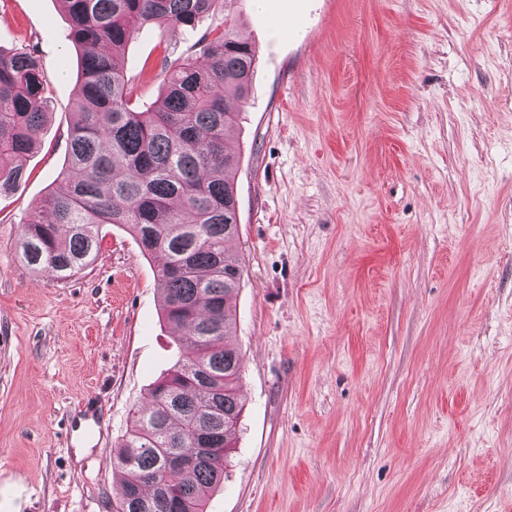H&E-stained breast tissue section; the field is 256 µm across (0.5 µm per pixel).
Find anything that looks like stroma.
Listing matches in <instances>:
<instances>
[{
  "instance_id": "stroma-1",
  "label": "stroma",
  "mask_w": 512,
  "mask_h": 512,
  "mask_svg": "<svg viewBox=\"0 0 512 512\" xmlns=\"http://www.w3.org/2000/svg\"><path fill=\"white\" fill-rule=\"evenodd\" d=\"M223 19L144 29L136 98ZM236 24L257 50L229 138L245 407L208 512H512V0H239ZM68 27L60 0H0V46L35 48L53 99L0 195V512H112L113 442L182 353L127 231L65 280L16 255L63 185ZM90 398L91 461L67 435Z\"/></svg>"
}]
</instances>
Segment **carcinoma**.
Listing matches in <instances>:
<instances>
[{
    "label": "carcinoma",
    "instance_id": "1",
    "mask_svg": "<svg viewBox=\"0 0 512 512\" xmlns=\"http://www.w3.org/2000/svg\"><path fill=\"white\" fill-rule=\"evenodd\" d=\"M215 2L62 0L67 40L80 55L78 120L62 170L66 185L27 215L18 256L65 279L95 260L102 226L123 228L159 259L161 316L182 330L177 341L187 348L116 445L122 498L112 512H207L224 484L226 450L243 411V359L226 343L244 274L228 257L238 235L239 160L226 142L246 104L256 52L235 28L237 0H224V21L197 40L192 54L163 61V92L150 106L133 100L122 63L145 28L193 31ZM49 85L35 50L0 47V195L25 182L20 160L50 113ZM228 87L235 106L224 96ZM208 430L221 438L216 450L166 471L163 452L189 451L195 435Z\"/></svg>",
    "mask_w": 512,
    "mask_h": 512
}]
</instances>
